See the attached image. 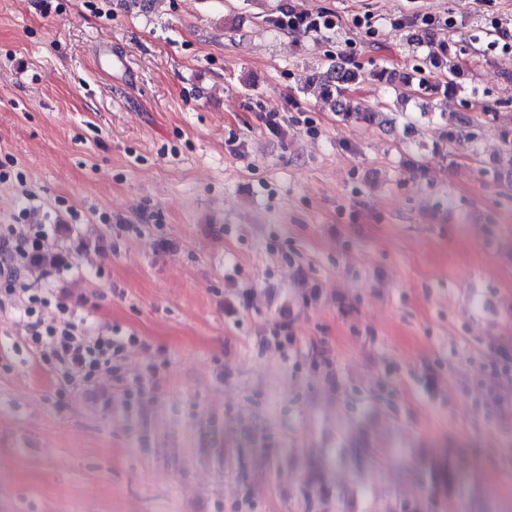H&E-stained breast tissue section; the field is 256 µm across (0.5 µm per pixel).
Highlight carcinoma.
I'll return each mask as SVG.
<instances>
[{
	"instance_id": "carcinoma-1",
	"label": "carcinoma",
	"mask_w": 512,
	"mask_h": 512,
	"mask_svg": "<svg viewBox=\"0 0 512 512\" xmlns=\"http://www.w3.org/2000/svg\"><path fill=\"white\" fill-rule=\"evenodd\" d=\"M426 68L414 75L402 69L379 68L369 73L375 81L392 86L399 91L400 99H408L423 92L442 91L449 95H462L467 100L480 97L479 89L469 87L465 81V70L458 63L456 43L439 42V51L432 52L425 58ZM362 73L356 67L334 60L325 64L312 74L310 81L318 85L319 96L337 104L338 113L346 120L362 119L368 122L379 120L377 111L365 112L350 96V89L357 84ZM494 118L501 121L502 136L505 144L500 164L512 168V113H494ZM448 145H453L461 138L473 139V121L460 112H450L446 116ZM442 490L450 492L459 490L458 470L449 458L440 459L426 465L421 472V497L433 502Z\"/></svg>"
}]
</instances>
